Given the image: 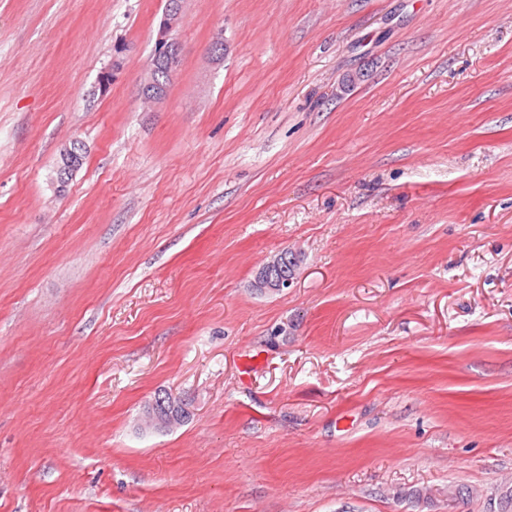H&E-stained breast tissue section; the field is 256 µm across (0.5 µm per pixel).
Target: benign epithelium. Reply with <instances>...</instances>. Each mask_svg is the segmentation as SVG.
Listing matches in <instances>:
<instances>
[{
  "instance_id": "obj_1",
  "label": "benign epithelium",
  "mask_w": 512,
  "mask_h": 512,
  "mask_svg": "<svg viewBox=\"0 0 512 512\" xmlns=\"http://www.w3.org/2000/svg\"><path fill=\"white\" fill-rule=\"evenodd\" d=\"M186 0H166L165 10L162 15L157 39L155 42V50L153 60L148 67L146 76L141 84L140 96L143 102L155 104L164 98V89L158 83L157 74L163 69L170 71L176 69L179 61L180 46L174 40L172 32L177 28L182 20L184 5ZM125 49L119 47L113 57V65L102 69L99 72L97 82L101 91H107L112 83V74L114 69L122 62V54ZM280 262V256H275L258 270L255 275L254 285L263 292L281 291L288 288L293 283V278L285 274L274 277L272 276L273 267ZM165 399L152 398L147 405L144 406L143 416L147 425L155 430H168L175 426V421L181 414L180 408L183 402L176 397H171L170 408L165 412H160L156 408V404H164Z\"/></svg>"
}]
</instances>
